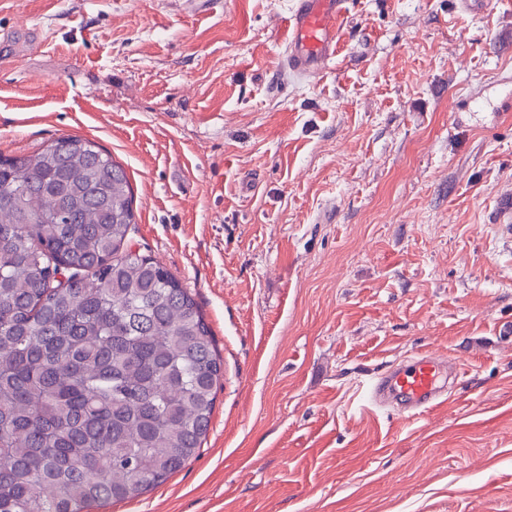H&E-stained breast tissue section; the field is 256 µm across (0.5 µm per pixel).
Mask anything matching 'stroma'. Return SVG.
I'll return each mask as SVG.
<instances>
[{"label": "stroma", "mask_w": 512, "mask_h": 512, "mask_svg": "<svg viewBox=\"0 0 512 512\" xmlns=\"http://www.w3.org/2000/svg\"><path fill=\"white\" fill-rule=\"evenodd\" d=\"M292 2L0 0V155H112L224 361L198 456L91 512H512V0H354L316 77ZM423 351L447 404L368 410Z\"/></svg>", "instance_id": "obj_1"}]
</instances>
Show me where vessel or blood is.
I'll list each match as a JSON object with an SVG mask.
<instances>
[{"mask_svg":"<svg viewBox=\"0 0 512 512\" xmlns=\"http://www.w3.org/2000/svg\"><path fill=\"white\" fill-rule=\"evenodd\" d=\"M350 0H294L286 18V62L307 76L322 72L336 55L338 25L349 13ZM446 361L430 351L390 368L368 385L377 405L393 404L409 418L433 411L448 402L442 388Z\"/></svg>","mask_w":512,"mask_h":512,"instance_id":"1","label":"vessel or blood"}]
</instances>
